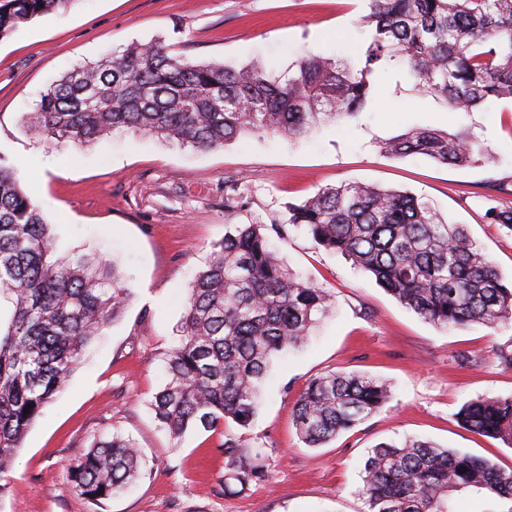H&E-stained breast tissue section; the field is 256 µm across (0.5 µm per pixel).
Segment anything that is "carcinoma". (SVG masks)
Returning <instances> with one entry per match:
<instances>
[{
	"label": "carcinoma",
	"mask_w": 512,
	"mask_h": 512,
	"mask_svg": "<svg viewBox=\"0 0 512 512\" xmlns=\"http://www.w3.org/2000/svg\"><path fill=\"white\" fill-rule=\"evenodd\" d=\"M71 2L0 0V39ZM368 8L356 63L308 56L275 76L263 64L196 62L160 39L137 42L65 72L22 123L50 145H84L125 130L208 151L244 134L299 137L354 117L372 104L371 77L382 68L406 73L454 110L512 98V0H368ZM381 150L453 167L484 153L469 134L432 128L410 129ZM485 218L512 232V208H490ZM288 223L440 329L512 322V282L463 225L414 195L359 183L324 187L288 206ZM53 255L51 225L0 155V497L29 429L131 297L106 261ZM333 303L327 289L290 272L264 226L229 225L189 288L165 382L151 401L159 425L175 440L192 426H249L273 357L303 343ZM390 398L378 377L319 376L296 400L293 424L307 447L321 448ZM457 419L512 447V396L468 402ZM222 448L230 479L241 486L267 480L258 449L233 438ZM142 468L136 444L114 433L91 443L70 480L76 493L101 501L140 478ZM466 490L512 500V468L406 438L369 451L359 494L366 512H453L451 496Z\"/></svg>",
	"instance_id": "1"
}]
</instances>
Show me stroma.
Returning a JSON list of instances; mask_svg holds the SVG:
<instances>
[{
  "label": "stroma",
  "instance_id": "35a3bbf8",
  "mask_svg": "<svg viewBox=\"0 0 512 512\" xmlns=\"http://www.w3.org/2000/svg\"><path fill=\"white\" fill-rule=\"evenodd\" d=\"M367 12L365 0H75L0 40V154L51 222L56 255L114 262L132 290L124 316L93 341L68 390L31 427L0 512H366L358 493L364 458L407 436L512 467L511 446L456 418L467 401L512 396V369L495 359L497 348H512V324L440 331L288 222L289 204L322 187L408 191L465 225L511 279L512 234L484 214L512 207V99L456 112L406 75L381 71L377 98L353 120L297 138L244 135L206 152L129 131L47 145L20 123L66 70L134 42L160 37L196 61L260 60L279 73L302 56L359 55ZM419 127L471 132L488 156L448 167L381 152ZM228 182L239 193L230 208ZM231 224L280 225L274 244L285 265L333 292L335 306L301 347L274 360L250 426L191 429L174 440L149 403L191 283ZM341 370L385 380L392 399L324 447H306L292 424L294 403L312 378ZM112 432L135 440L144 476L105 501L78 495L70 466ZM229 437L261 449L266 481L225 491L221 446Z\"/></svg>",
  "mask_w": 512,
  "mask_h": 512
}]
</instances>
